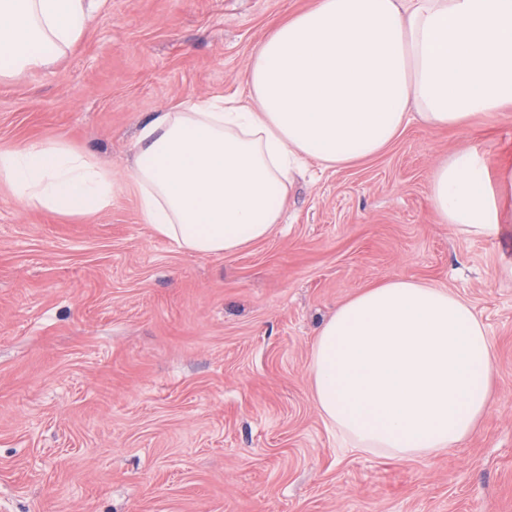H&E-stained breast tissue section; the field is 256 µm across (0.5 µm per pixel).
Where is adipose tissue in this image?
I'll return each instance as SVG.
<instances>
[{
    "label": "adipose tissue",
    "mask_w": 512,
    "mask_h": 512,
    "mask_svg": "<svg viewBox=\"0 0 512 512\" xmlns=\"http://www.w3.org/2000/svg\"><path fill=\"white\" fill-rule=\"evenodd\" d=\"M101 0H0V77L48 65L81 39ZM247 102L154 113L126 168L144 223L192 253L241 251L283 219L294 171L373 158L411 120L465 128L512 106V0H315L254 49ZM111 169L64 142L0 151V184L27 209H109ZM441 223L491 237L501 212L471 149L434 170ZM486 328L464 299L398 278L339 305L309 368L323 421L352 451L396 459L458 447L491 406Z\"/></svg>",
    "instance_id": "ef3b65f1"
}]
</instances>
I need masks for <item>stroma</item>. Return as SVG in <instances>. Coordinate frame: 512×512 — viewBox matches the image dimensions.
<instances>
[{"label":"stroma","mask_w":512,"mask_h":512,"mask_svg":"<svg viewBox=\"0 0 512 512\" xmlns=\"http://www.w3.org/2000/svg\"><path fill=\"white\" fill-rule=\"evenodd\" d=\"M313 2L104 0L65 56L0 78V150L60 137L123 171L154 112L246 99L256 45ZM458 149L512 167V108L308 162L285 224L231 255L154 232L126 184L88 218L0 184V512H512V223L440 222L429 183ZM397 278L466 300L494 355L475 433L411 460L349 450L309 387L321 323Z\"/></svg>","instance_id":"obj_1"}]
</instances>
